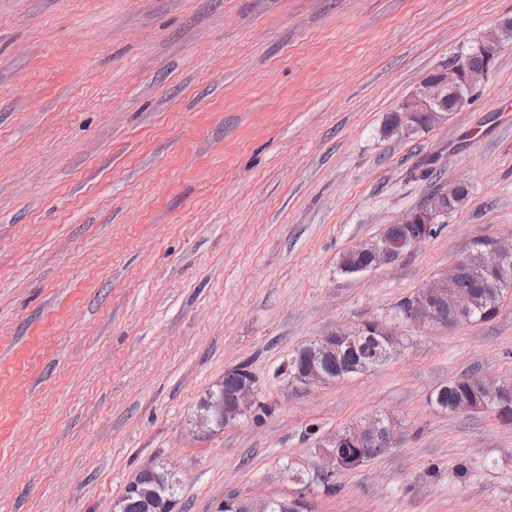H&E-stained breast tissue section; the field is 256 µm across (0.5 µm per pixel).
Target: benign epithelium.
<instances>
[{"label": "benign epithelium", "mask_w": 512, "mask_h": 512, "mask_svg": "<svg viewBox=\"0 0 512 512\" xmlns=\"http://www.w3.org/2000/svg\"><path fill=\"white\" fill-rule=\"evenodd\" d=\"M512 41V19L500 22L482 40L454 56V60L443 66L434 79H424L419 86L395 109L396 118L387 128L384 136L393 135L409 139L418 130V121L423 120L426 126L432 127L448 119L449 110L446 100L449 96L456 97L455 109L464 108L470 101L469 95L461 93V88H476L488 78L493 71L499 52L504 44ZM465 180L456 179L438 191L421 209L404 214L399 220L401 224H423L425 231L413 240L409 247L413 248L424 242L437 225L447 223L448 214L455 209L454 202L460 195ZM358 250L368 252L373 266L391 264L402 255L401 244L387 239H377L358 246ZM488 257V269L498 282H505L512 276V269L506 261L512 258V243L501 239H491V244L480 250ZM460 263H455L448 270L440 273L432 281L422 287L409 305V319L419 324H439L454 326L468 319L472 300L465 294L448 297V286L455 277ZM451 303L452 313L448 319H441L435 313V306ZM377 330L385 336H393V328L378 321H366L354 327L338 328L313 340L318 360L336 356L341 344L350 336ZM276 378L286 379L291 384L307 387L338 383L342 378L325 373L319 364L312 365L305 373L294 372L288 362H282L276 369ZM512 384L495 381L485 390L486 398L471 406L473 411H493L497 416L504 414V408L496 406L501 391L511 388ZM258 388L256 382L245 379L239 383L228 402L215 400L210 403L209 412L198 417L195 431L207 434L211 431V422L216 419L230 424L247 415L257 404ZM377 429V421L352 431L346 436L347 441L355 448H361L368 442L369 436ZM320 462L313 465V470L325 480L336 481V477L344 473V463L336 458V453L319 448ZM276 496L261 494L242 499V512H267L269 505Z\"/></svg>", "instance_id": "1"}]
</instances>
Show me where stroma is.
Returning a JSON list of instances; mask_svg holds the SVG:
<instances>
[{
    "label": "stroma",
    "instance_id": "1",
    "mask_svg": "<svg viewBox=\"0 0 512 512\" xmlns=\"http://www.w3.org/2000/svg\"><path fill=\"white\" fill-rule=\"evenodd\" d=\"M510 17L512 0H0V512H110L154 456L182 469L176 512L300 492L313 512H512V425L431 399L512 381V292L486 322L398 313L476 240L512 238V43L447 122L381 132ZM459 178L469 199L435 236L341 272ZM367 320L403 341L375 371L274 378ZM245 362L270 415L192 434ZM373 415L396 447L333 493L293 480L319 459L311 427ZM288 360L292 362L295 372L288 366V361H284L276 369L277 379H287L291 384H300L307 387L342 381L341 377L325 373L322 368H320L319 363L313 364L308 369L310 364L315 360L312 353L311 342L294 350L290 356H288ZM486 379L474 375L461 377L440 387L434 394L435 402L449 413H465L462 403H475L483 397Z\"/></svg>",
    "mask_w": 512,
    "mask_h": 512
}]
</instances>
